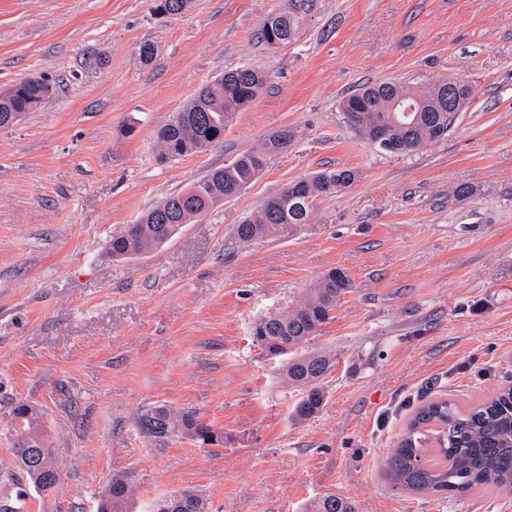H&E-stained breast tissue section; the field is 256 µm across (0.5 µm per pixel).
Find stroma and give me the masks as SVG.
Returning a JSON list of instances; mask_svg holds the SVG:
<instances>
[{"label": "stroma", "mask_w": 512, "mask_h": 512, "mask_svg": "<svg viewBox=\"0 0 512 512\" xmlns=\"http://www.w3.org/2000/svg\"><path fill=\"white\" fill-rule=\"evenodd\" d=\"M282 4L193 0L170 17L151 0H0V92L29 76L52 86L0 128V512H94L117 476L129 512L181 491L208 512H303L328 493L357 512H512V497L444 500L384 477L418 406H472L512 377V0H313L299 40L274 48L257 32ZM244 64L268 82L223 140L162 158L158 129ZM446 79L475 93L447 138L416 151L382 152L341 119L364 83ZM284 126L294 140L250 188L171 242L112 258L113 233ZM340 168L357 182L293 238L237 240L288 182ZM334 267L354 288L303 348L337 364L320 413L299 422L286 356L250 329ZM19 401L57 450L46 494L13 462ZM153 406L195 412L223 445L155 442L136 424Z\"/></svg>", "instance_id": "1"}]
</instances>
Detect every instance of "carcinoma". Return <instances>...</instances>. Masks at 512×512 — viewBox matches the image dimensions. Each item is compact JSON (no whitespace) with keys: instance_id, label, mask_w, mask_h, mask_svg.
Returning a JSON list of instances; mask_svg holds the SVG:
<instances>
[{"instance_id":"1","label":"carcinoma","mask_w":512,"mask_h":512,"mask_svg":"<svg viewBox=\"0 0 512 512\" xmlns=\"http://www.w3.org/2000/svg\"><path fill=\"white\" fill-rule=\"evenodd\" d=\"M307 0H287V5L263 21L261 41L276 37L287 45L297 39ZM259 69L243 65L200 86L195 98L157 131L161 155L178 159L204 152L215 143L233 115L248 106L266 84ZM47 81L30 77L17 87L0 93V128L9 115L32 112L46 100ZM474 94L462 85L458 99L448 104V88L438 81L416 88L396 81L361 85L339 103L343 121L363 139L371 129L387 119L396 101L415 107L407 118L393 126L394 154L413 152L445 139L454 120ZM357 119H351L353 112ZM295 131L284 127L270 134L260 148L238 154L221 167L207 171L187 188L169 194L145 213L139 223L128 224L112 235L109 251L114 259H134L167 243L181 228L201 219L224 202L239 196L261 175L266 158L279 154L292 142ZM359 174L351 168L323 170L292 181L262 207L236 226L242 242L288 239L311 221L316 200L350 188ZM353 281L342 268L323 273L306 294L288 303L281 311L256 320L253 341L273 355L285 354L318 335L332 319L342 298L350 293ZM336 365L329 352L312 351L296 355L285 365L289 382L302 390L294 417L305 421L316 416L325 402L321 382ZM9 439L15 466L27 481L42 492L53 490L60 480L56 449L40 429L32 409L16 404L11 411ZM138 428L148 437L162 441L177 433L221 445L224 434L202 422L194 413H175L152 407L137 419ZM386 471L392 485L404 490L448 498L470 493L506 497L512 494V380L501 384L485 402L463 411L449 400L436 399L422 405L387 459ZM131 490L123 478L112 484L97 504V512H127ZM155 512H207L203 498L192 492L172 493L153 500ZM305 512H356L352 502L334 494L311 500Z\"/></svg>"}]
</instances>
